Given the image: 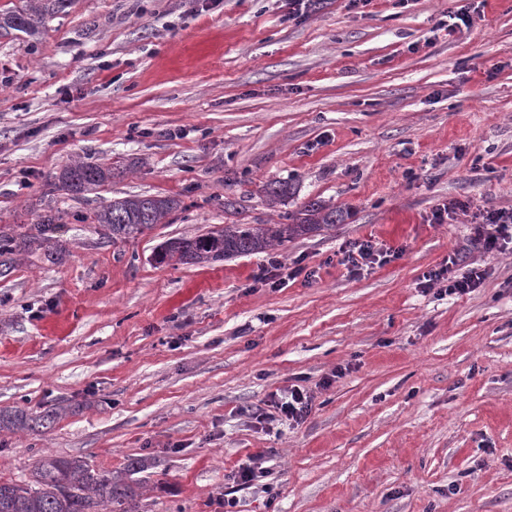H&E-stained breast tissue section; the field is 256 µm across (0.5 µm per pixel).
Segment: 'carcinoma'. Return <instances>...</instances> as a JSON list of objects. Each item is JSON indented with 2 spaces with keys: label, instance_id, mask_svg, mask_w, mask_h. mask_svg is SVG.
I'll list each match as a JSON object with an SVG mask.
<instances>
[{
  "label": "carcinoma",
  "instance_id": "obj_1",
  "mask_svg": "<svg viewBox=\"0 0 512 512\" xmlns=\"http://www.w3.org/2000/svg\"><path fill=\"white\" fill-rule=\"evenodd\" d=\"M22 2L23 5L0 13L1 31L37 36L46 21L65 13L73 0ZM110 181L112 167L78 160L50 177L44 195L65 191L79 196ZM178 208L180 200L174 197L129 195L102 206L95 220L115 243L165 223ZM289 220L288 224H226L206 235L175 238L161 248L156 261L194 265L262 253L309 233L333 228L342 223L343 215L320 200H311ZM58 223L59 215L50 207L38 213L32 224L0 225V276L8 274L15 263L36 250L44 251L50 261L57 260L66 251L62 241L55 237ZM67 410L69 407L61 406L33 415L21 409H1L0 431L43 433ZM144 468L143 460L132 458L123 470L105 473L81 458L43 453L27 479L0 481V512H104L110 506L120 508V512H134L144 485L133 475Z\"/></svg>",
  "mask_w": 512,
  "mask_h": 512
}]
</instances>
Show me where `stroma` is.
<instances>
[{"label": "stroma", "instance_id": "35a3bbf8", "mask_svg": "<svg viewBox=\"0 0 512 512\" xmlns=\"http://www.w3.org/2000/svg\"><path fill=\"white\" fill-rule=\"evenodd\" d=\"M471 26L450 27L460 7ZM74 0L37 39L0 33V224L62 216L69 254L0 277V409L72 405L45 433L0 432V480L42 453L119 471L149 459L137 512H512V248L470 241L512 209V0ZM111 183L44 197L77 161ZM291 193L269 208L263 189ZM174 196L167 223L112 242V199ZM345 221L271 254L159 265L170 238L279 224L309 200ZM371 239L396 259L340 263ZM465 295L420 287L450 254ZM315 271L281 288L269 256ZM344 375H337V368ZM299 385L301 424L249 407ZM473 219L471 240L483 253L502 252L512 244V210L479 209ZM264 463V455H258L253 466L242 468L232 475V481L236 483V486L240 487V489L254 485L255 481H260L261 478H265L269 474V468L262 466Z\"/></svg>", "mask_w": 512, "mask_h": 512}]
</instances>
